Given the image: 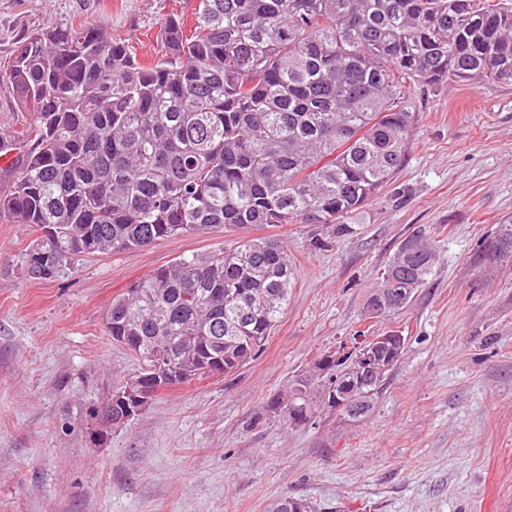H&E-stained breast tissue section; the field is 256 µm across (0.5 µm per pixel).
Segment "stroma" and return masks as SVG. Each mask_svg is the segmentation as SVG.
Returning <instances> with one entry per match:
<instances>
[{
  "label": "stroma",
  "instance_id": "1",
  "mask_svg": "<svg viewBox=\"0 0 512 512\" xmlns=\"http://www.w3.org/2000/svg\"><path fill=\"white\" fill-rule=\"evenodd\" d=\"M193 0H0V70L31 31L72 17L130 39L142 60ZM411 149L351 235L312 249L311 224L214 227L80 258L54 280L18 266L33 228L0 218V512H512V259L474 257L512 216V85L419 86ZM436 263L408 307L365 303L414 234ZM281 239L295 267L264 353L237 373L160 391L108 427L101 406L139 370L105 327L112 300L159 267ZM402 330V356L366 418L324 407L294 425L266 402L359 336Z\"/></svg>",
  "mask_w": 512,
  "mask_h": 512
}]
</instances>
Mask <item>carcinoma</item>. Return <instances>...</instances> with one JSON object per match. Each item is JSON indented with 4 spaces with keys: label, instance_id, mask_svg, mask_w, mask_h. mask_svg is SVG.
I'll return each instance as SVG.
<instances>
[{
    "label": "carcinoma",
    "instance_id": "cac0c4a2",
    "mask_svg": "<svg viewBox=\"0 0 512 512\" xmlns=\"http://www.w3.org/2000/svg\"><path fill=\"white\" fill-rule=\"evenodd\" d=\"M161 49L75 20L31 33L9 81L30 112L0 135L22 153L0 216L34 227L32 279L209 226L318 224L328 237L404 166L416 83L512 85V10L500 0H196ZM492 244L512 257V218ZM401 245L379 287L413 298L435 255ZM282 241L257 237L157 269L112 300L106 328L150 389L230 374L256 360L288 302ZM386 379L351 392L372 408ZM315 400L298 378L266 412L299 424Z\"/></svg>",
    "mask_w": 512,
    "mask_h": 512
}]
</instances>
